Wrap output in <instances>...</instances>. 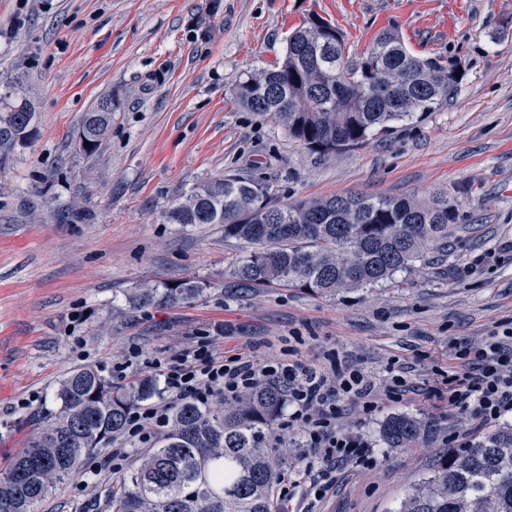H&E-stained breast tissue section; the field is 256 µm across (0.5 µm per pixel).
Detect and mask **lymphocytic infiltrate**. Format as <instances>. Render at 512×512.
Listing matches in <instances>:
<instances>
[{"label":"lymphocytic infiltrate","mask_w":512,"mask_h":512,"mask_svg":"<svg viewBox=\"0 0 512 512\" xmlns=\"http://www.w3.org/2000/svg\"><path fill=\"white\" fill-rule=\"evenodd\" d=\"M454 355L461 367L449 369L445 380L449 409L470 413L482 424L512 413V329L482 347L455 348ZM155 369L166 403L130 411L125 431L134 445L152 443L167 427L173 405L191 400L207 407L275 380L287 387L288 411L270 433L272 444L287 438L297 441L313 451L314 465L324 471L349 464L368 466L375 459L368 441L339 426L342 396L358 400L364 414L375 410L374 383L360 370L336 366L321 372L299 362H261L245 353L227 356L209 343L156 360Z\"/></svg>","instance_id":"f902f5d3"}]
</instances>
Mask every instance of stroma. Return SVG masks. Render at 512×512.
<instances>
[{
	"mask_svg": "<svg viewBox=\"0 0 512 512\" xmlns=\"http://www.w3.org/2000/svg\"><path fill=\"white\" fill-rule=\"evenodd\" d=\"M362 55L396 33L414 54L454 56L466 76L435 111L393 122L363 145L304 150L270 114L234 96L240 76L277 66L294 28L311 15ZM31 104L35 135L0 157V472L25 448L71 370L126 382L155 376L223 326L224 354L342 365L375 383L365 415L344 400V429L375 448V465L338 468L325 497L301 484L278 512H399L448 450L512 425L478 424L439 401L453 343L483 345L512 327V0H0V83ZM116 104L94 151L79 145L84 112ZM250 178L277 201L336 195L456 196L448 249L427 247L411 269L370 288L323 297L298 288L247 295L224 290L245 253L220 224H169L164 214L196 186ZM191 278L204 293L130 311L142 286ZM408 389L386 395L391 370ZM407 415L432 427L423 445L391 448L384 423ZM125 449L121 472L112 451ZM126 435L86 456L38 512H112L122 471L138 466Z\"/></svg>",
	"mask_w": 512,
	"mask_h": 512,
	"instance_id": "obj_1",
	"label": "stroma"
}]
</instances>
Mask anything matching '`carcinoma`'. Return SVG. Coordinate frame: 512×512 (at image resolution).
<instances>
[{
    "label": "carcinoma",
    "instance_id": "cac0c4a2",
    "mask_svg": "<svg viewBox=\"0 0 512 512\" xmlns=\"http://www.w3.org/2000/svg\"><path fill=\"white\" fill-rule=\"evenodd\" d=\"M443 56L418 57L398 35L383 31L357 58L338 29L309 20L288 37L281 65L234 83L253 112L276 114L288 136L313 153L329 154L364 143L387 124L432 112L457 90ZM0 87V147H25L34 112L10 102ZM112 123V97L84 114L80 140L100 144ZM170 224H222L224 239L245 245L224 281L238 295L263 288H302L331 296L343 288L374 287L411 268L431 243L448 246L460 220L446 191L426 199L336 196L282 204L258 183L227 176L193 190L168 211ZM207 284L182 279L138 288L128 306L178 304ZM157 392L152 380L117 384L94 368L78 369L59 385L55 412L11 468L0 474V512H37L50 491L74 477L82 459L123 433L128 412ZM285 403L281 386L264 382L234 404L202 409L190 401L172 412L171 429L144 453L112 496L113 512H277L275 490L283 472L266 434ZM430 429L396 416L382 435L391 448L427 441ZM400 512H512V426L448 449L430 476L407 496Z\"/></svg>",
    "mask_w": 512,
    "mask_h": 512
}]
</instances>
